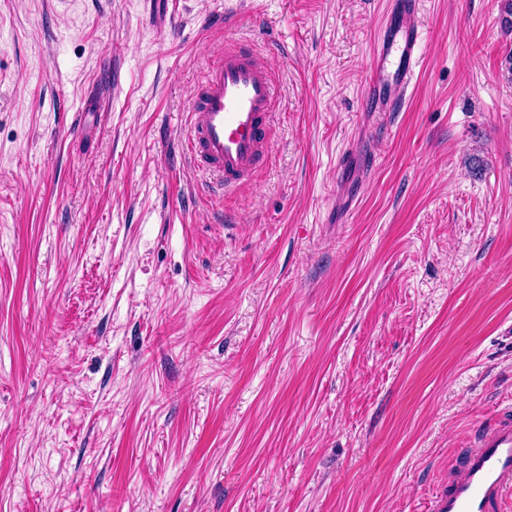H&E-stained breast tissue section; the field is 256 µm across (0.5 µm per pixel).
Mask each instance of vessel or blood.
I'll return each mask as SVG.
<instances>
[{
    "label": "vessel or blood",
    "mask_w": 512,
    "mask_h": 512,
    "mask_svg": "<svg viewBox=\"0 0 512 512\" xmlns=\"http://www.w3.org/2000/svg\"><path fill=\"white\" fill-rule=\"evenodd\" d=\"M148 21L170 24L168 0H146ZM420 0H393L368 64L364 109L402 111L422 58ZM275 77L257 56L235 45L208 67L189 112L187 150L200 169L216 174L230 194L266 162L278 114ZM429 512H512V418L483 432Z\"/></svg>",
    "instance_id": "vessel-or-blood-1"
}]
</instances>
